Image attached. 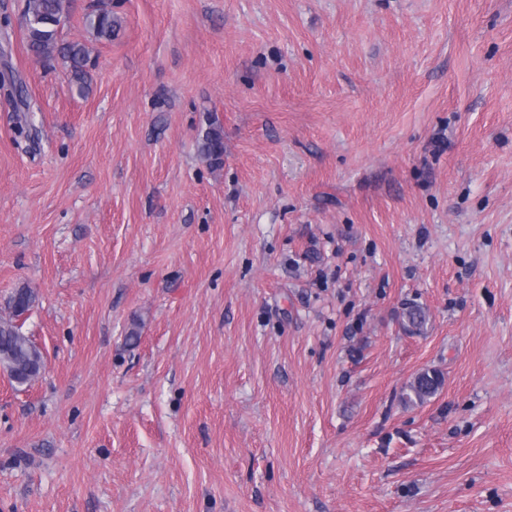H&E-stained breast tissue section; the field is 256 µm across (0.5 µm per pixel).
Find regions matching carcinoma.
<instances>
[{
  "label": "carcinoma",
  "instance_id": "cac0c4a2",
  "mask_svg": "<svg viewBox=\"0 0 512 512\" xmlns=\"http://www.w3.org/2000/svg\"><path fill=\"white\" fill-rule=\"evenodd\" d=\"M72 9V0H25V38L28 50L42 62L61 60L68 68L70 82L76 84L79 93L88 90L89 53L79 42H62L60 31ZM86 25L100 39L110 41L115 35L118 21L112 11L98 9L85 16ZM224 151L223 131L210 126L203 139L201 152L207 158L219 156ZM34 293L28 288L18 289L10 299L11 314L0 317V365L10 369L19 385L28 386L44 369V356L40 348L16 325L15 317L33 307ZM405 328L421 331L427 321L425 309L411 304L404 313ZM443 374L437 369H425L417 373L407 384L403 401L408 405L423 404L435 397L443 385Z\"/></svg>",
  "mask_w": 512,
  "mask_h": 512
}]
</instances>
